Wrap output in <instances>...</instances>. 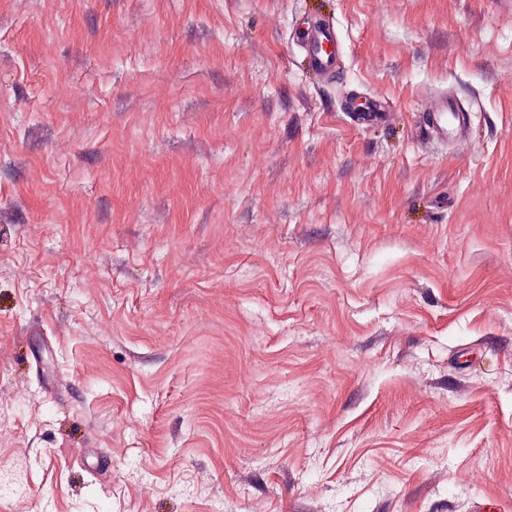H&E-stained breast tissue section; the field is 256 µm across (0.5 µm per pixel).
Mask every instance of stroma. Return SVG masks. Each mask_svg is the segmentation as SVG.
Wrapping results in <instances>:
<instances>
[{"mask_svg":"<svg viewBox=\"0 0 512 512\" xmlns=\"http://www.w3.org/2000/svg\"><path fill=\"white\" fill-rule=\"evenodd\" d=\"M478 503L512 512V0H0V512ZM304 60L322 80L336 77V30L333 22L313 24L303 34ZM428 128L437 137L462 136L465 128L464 110L448 98L432 99L428 105Z\"/></svg>","mask_w":512,"mask_h":512,"instance_id":"stroma-1","label":"stroma"}]
</instances>
